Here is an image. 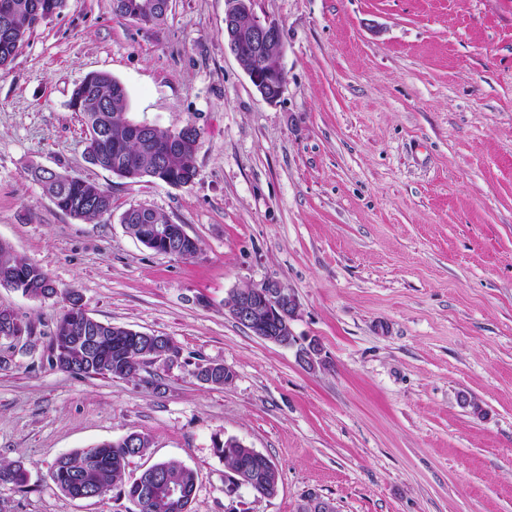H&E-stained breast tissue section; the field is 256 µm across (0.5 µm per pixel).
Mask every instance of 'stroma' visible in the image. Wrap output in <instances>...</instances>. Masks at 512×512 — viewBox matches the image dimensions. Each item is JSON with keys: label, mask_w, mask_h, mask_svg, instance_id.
<instances>
[{"label": "stroma", "mask_w": 512, "mask_h": 512, "mask_svg": "<svg viewBox=\"0 0 512 512\" xmlns=\"http://www.w3.org/2000/svg\"><path fill=\"white\" fill-rule=\"evenodd\" d=\"M225 0H173L164 22L66 0L0 70V240L58 295L0 287L27 325L0 339V512H130L121 487L75 499L56 460L135 432L129 475L172 461L197 475L191 512H512V0H255L279 24L286 87L265 101L224 42ZM106 72L126 116L200 132L185 187L89 164L72 91ZM112 196L111 216L58 210L31 168ZM146 205L196 239L157 253L123 212ZM269 279L315 368L229 312ZM79 293L93 319L171 337L178 359L129 378L52 367ZM234 373L201 383L199 366ZM155 375L160 387L147 388ZM273 461L278 492L225 490L215 440Z\"/></svg>", "instance_id": "1"}]
</instances>
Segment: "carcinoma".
I'll return each mask as SVG.
<instances>
[{"instance_id":"1","label":"carcinoma","mask_w":512,"mask_h":512,"mask_svg":"<svg viewBox=\"0 0 512 512\" xmlns=\"http://www.w3.org/2000/svg\"><path fill=\"white\" fill-rule=\"evenodd\" d=\"M9 16H0V68L8 66L26 38L38 25L37 15L47 11L58 14L65 0H8ZM72 100L81 102L80 112L87 141V155L95 157L94 165L129 180L152 178L158 169L163 175L187 185L197 176L195 166V140L190 139L183 149L167 157L163 164L149 152L147 146L130 138L129 119L125 116L127 95L118 88V81L106 72L87 74L72 93ZM34 180L40 182L55 206L73 216L94 220L112 214V195L96 183L66 173L45 169L31 170ZM168 220L155 211H148L147 220L130 219L125 226L136 239L149 224H166ZM0 286L24 294L51 296L57 293L49 273L41 266L25 262L14 254L12 247L0 242ZM69 306L57 321L52 352L65 355L61 371L78 376H109L127 378L137 374L140 364L154 362L153 346L142 339L126 338L128 328L111 323L97 322V335L102 341L95 353L77 346L69 348L67 336L72 328L83 321L86 311L75 304L73 292H65ZM9 328L18 333L28 327L8 309H0V330ZM149 440L145 436L129 435L116 442L102 444L80 453L64 455L55 463L51 480L65 493L74 497L82 494L100 497L111 488L123 485L130 502L140 503L143 483L126 478V470L134 453L145 451ZM214 451L224 460L229 470L228 482L237 478L247 481L257 493H272L277 486L276 472L259 460L251 448H227L224 441L214 442ZM168 478L195 493V472L175 462L159 464ZM27 482L19 465L0 467V484L22 487Z\"/></svg>"}]
</instances>
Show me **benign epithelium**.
Here are the masks:
<instances>
[{"label":"benign epithelium","mask_w":512,"mask_h":512,"mask_svg":"<svg viewBox=\"0 0 512 512\" xmlns=\"http://www.w3.org/2000/svg\"><path fill=\"white\" fill-rule=\"evenodd\" d=\"M252 4L253 0H225L224 30L229 35L227 47L261 97L273 103L282 96L286 86L285 72L278 64L284 53L282 32L277 24L255 16ZM171 5L172 0H144L133 21L159 11L167 13ZM241 15L249 17L250 23L246 28L236 25ZM153 127L154 123L143 120L134 124L132 129L134 134L147 140L151 151L160 160L187 141V129L164 141L149 140L147 136ZM235 296L231 315L237 322L249 327L255 336L263 340L283 347L292 346L285 336L292 333L291 321L298 310V300L293 291L277 280L268 279L260 285L236 291ZM319 352L318 344L312 341L300 347L297 356L301 363L312 369ZM305 503L311 506L312 512H338L332 501L317 494H309Z\"/></svg>","instance_id":"1"}]
</instances>
